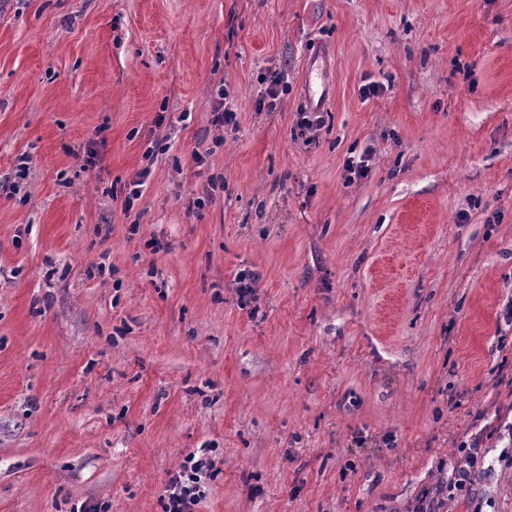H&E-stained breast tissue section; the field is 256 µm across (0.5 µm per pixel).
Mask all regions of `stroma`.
Wrapping results in <instances>:
<instances>
[{"mask_svg":"<svg viewBox=\"0 0 512 512\" xmlns=\"http://www.w3.org/2000/svg\"><path fill=\"white\" fill-rule=\"evenodd\" d=\"M203 448L198 512H512V0H0V512Z\"/></svg>","mask_w":512,"mask_h":512,"instance_id":"35a3bbf8","label":"stroma"}]
</instances>
